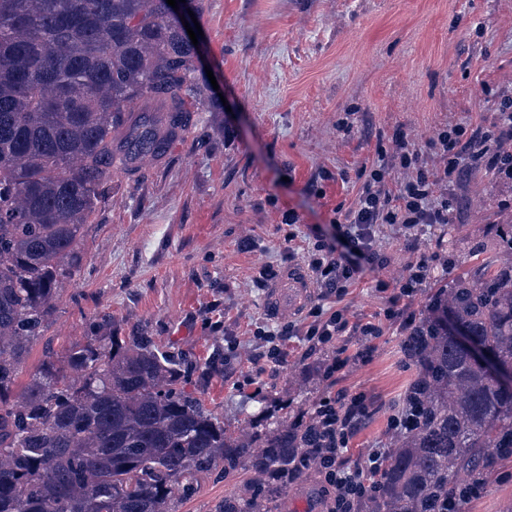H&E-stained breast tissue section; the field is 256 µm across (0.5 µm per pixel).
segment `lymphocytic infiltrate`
Here are the masks:
<instances>
[{"mask_svg":"<svg viewBox=\"0 0 512 512\" xmlns=\"http://www.w3.org/2000/svg\"><path fill=\"white\" fill-rule=\"evenodd\" d=\"M496 110V122L484 132L456 124L440 129L423 146L404 133L394 134L392 154H379L377 161L361 168L362 190L338 223L347 248L374 264L382 260L375 240L380 225L397 224L412 234L427 224L453 223L454 210L443 190L462 175L466 164L483 163L512 179V97L499 95ZM429 152L439 156L438 166H426L424 157ZM396 167L406 170V177L395 179L392 170ZM305 257L324 297L342 299L357 280L356 268L322 241L308 246ZM427 270L428 262L422 257L410 265L407 277L389 282L386 319L398 318L400 306L410 305ZM346 333L366 338L365 347L356 352L355 358L369 361L382 329L369 321L351 319L344 307L319 303L309 309L302 323L271 327L257 322L248 330L255 360L274 364L286 362L295 341L304 342L311 354ZM369 409L365 396L340 394L322 399L314 412L317 437L299 454L296 469L302 472L318 468L330 490L329 512H359L362 500L374 488L375 474L389 458L387 449L375 448L362 462L352 466L347 463L348 443Z\"/></svg>","mask_w":512,"mask_h":512,"instance_id":"lymphocytic-infiltrate-1","label":"lymphocytic infiltrate"}]
</instances>
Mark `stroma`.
<instances>
[{"mask_svg": "<svg viewBox=\"0 0 512 512\" xmlns=\"http://www.w3.org/2000/svg\"><path fill=\"white\" fill-rule=\"evenodd\" d=\"M198 69H211L227 108H200L171 143L162 165L139 178L112 174V196L84 224L83 264L60 292L54 322L19 374L27 382L45 346L64 352L108 314L116 335L144 333L159 349L186 354L194 365L184 388L223 417L233 435L255 430L252 415L296 419L325 396L365 392L371 413L348 445L358 463L372 448L390 447V421L415 372L401 351L402 319L386 320L381 283L401 277L411 256L405 230L378 231L382 266L362 267L342 299L351 316L382 327L369 364L351 363L324 377L356 336L305 355L293 345L286 363L258 368L247 330L267 321L259 266L283 259L282 214L300 218L301 234L335 238V208H349L363 181L358 172L378 145L403 131L422 144L449 124L486 130L494 106L483 94L512 91V0H200ZM350 127H341V118ZM452 224L418 232L427 278L410 308L422 316L437 288L461 272L500 262L494 242L512 224V182L486 166H469L448 188ZM251 237V251L239 249ZM221 321L222 330L212 328ZM239 335L232 374L204 378L201 369ZM258 498L267 512H291L308 499L327 512L330 499L314 470L269 493L250 471L228 478L200 475L195 492L174 498L171 512H224L230 494ZM467 512H512V463L498 465Z\"/></svg>", "mask_w": 512, "mask_h": 512, "instance_id": "1", "label": "stroma"}]
</instances>
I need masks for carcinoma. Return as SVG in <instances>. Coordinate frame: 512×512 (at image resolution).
I'll return each instance as SVG.
<instances>
[{
    "mask_svg": "<svg viewBox=\"0 0 512 512\" xmlns=\"http://www.w3.org/2000/svg\"><path fill=\"white\" fill-rule=\"evenodd\" d=\"M197 57L166 0H0V512H168L217 466L276 491L309 441L307 424L286 421L259 447L228 435L180 386V360L151 336L113 335L107 314L17 382L80 267L86 218L112 196V169L162 156L191 112L219 107ZM496 249L492 274H458L402 340L416 367L401 402L412 426L363 512H440L452 499L466 512L460 493L512 459V384L448 331L512 371L511 224ZM224 512L261 504L228 496Z\"/></svg>",
    "mask_w": 512,
    "mask_h": 512,
    "instance_id": "cac0c4a2",
    "label": "carcinoma"
}]
</instances>
